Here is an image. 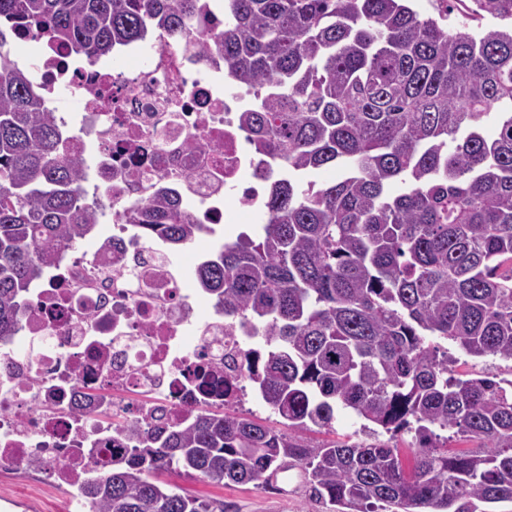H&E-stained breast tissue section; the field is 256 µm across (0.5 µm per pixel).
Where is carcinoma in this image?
<instances>
[{
    "label": "carcinoma",
    "instance_id": "carcinoma-1",
    "mask_svg": "<svg viewBox=\"0 0 512 512\" xmlns=\"http://www.w3.org/2000/svg\"><path fill=\"white\" fill-rule=\"evenodd\" d=\"M202 0H0V340L15 335L27 291L59 254L93 233L78 162L28 70L13 27L89 62L149 28L175 32ZM427 18L409 0H224V26L188 44L224 54V76L248 85L239 113L256 159L280 163L254 236L200 266L224 320L260 336L241 357L288 432L224 409L170 426L118 425L130 455L84 486L90 512H224L180 493L182 469L213 484L262 486L293 460L329 512H486L512 503V380L464 378L439 336L469 356L512 361V0H436ZM499 21L492 29L462 25ZM338 165L340 180L311 176ZM393 183L400 189L389 192ZM168 247L203 228L156 193L128 215ZM392 434L395 445H311L336 410ZM472 450L450 452L433 428Z\"/></svg>",
    "mask_w": 512,
    "mask_h": 512
}]
</instances>
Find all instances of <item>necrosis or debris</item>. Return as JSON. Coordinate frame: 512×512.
Wrapping results in <instances>:
<instances>
[{
	"mask_svg": "<svg viewBox=\"0 0 512 512\" xmlns=\"http://www.w3.org/2000/svg\"><path fill=\"white\" fill-rule=\"evenodd\" d=\"M31 72L61 151L78 158L85 196L112 225L94 236L91 258L64 254L31 289L18 333L0 342V464L37 465L44 483L76 498L89 476L128 455L115 421L173 424L190 410L239 404L249 384L238 361L240 383L225 393L224 358L246 337L226 330L209 294L184 286L218 239L203 233V250L172 252L127 223V209L165 189L195 223L226 224L231 212L258 213L263 176L235 124L252 95L226 87L217 55L191 62L182 43L153 32L90 68L46 42ZM66 95L75 110L62 109ZM191 136L197 149L184 146ZM136 257L151 261L149 287L124 275Z\"/></svg>",
	"mask_w": 512,
	"mask_h": 512,
	"instance_id": "1",
	"label": "necrosis or debris"
}]
</instances>
